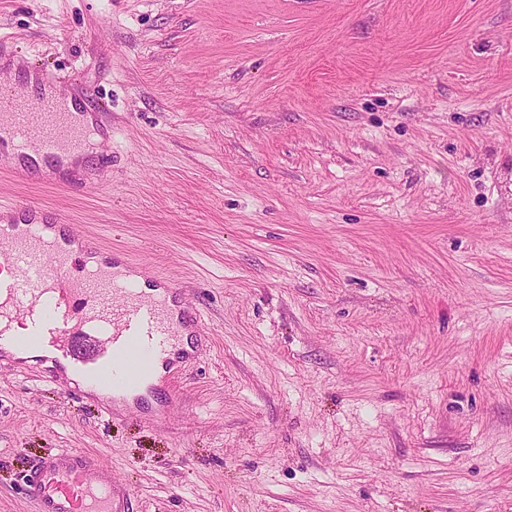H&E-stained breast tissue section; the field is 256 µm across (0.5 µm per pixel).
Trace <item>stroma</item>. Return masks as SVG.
Returning a JSON list of instances; mask_svg holds the SVG:
<instances>
[{"instance_id":"stroma-1","label":"stroma","mask_w":512,"mask_h":512,"mask_svg":"<svg viewBox=\"0 0 512 512\" xmlns=\"http://www.w3.org/2000/svg\"><path fill=\"white\" fill-rule=\"evenodd\" d=\"M104 107L41 204L174 279L202 350L154 420L0 361V512L81 448L130 512H512V0H0Z\"/></svg>"}]
</instances>
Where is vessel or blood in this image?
<instances>
[{
    "instance_id": "b4317fda",
    "label": "vessel or blood",
    "mask_w": 512,
    "mask_h": 512,
    "mask_svg": "<svg viewBox=\"0 0 512 512\" xmlns=\"http://www.w3.org/2000/svg\"><path fill=\"white\" fill-rule=\"evenodd\" d=\"M3 71L14 79L0 87V161L26 182L91 189L76 166L112 162L99 151L112 140L101 108L60 95L46 72L29 73L4 37ZM156 289L161 297H153ZM17 322L29 325L28 337L13 335ZM203 334L200 310L174 280L104 249L42 206H0V357L24 340H39L57 365L81 362L89 386L130 393L153 375L156 361L174 370L194 358L182 339ZM23 481L34 512H126L111 467L88 451L41 455Z\"/></svg>"
}]
</instances>
